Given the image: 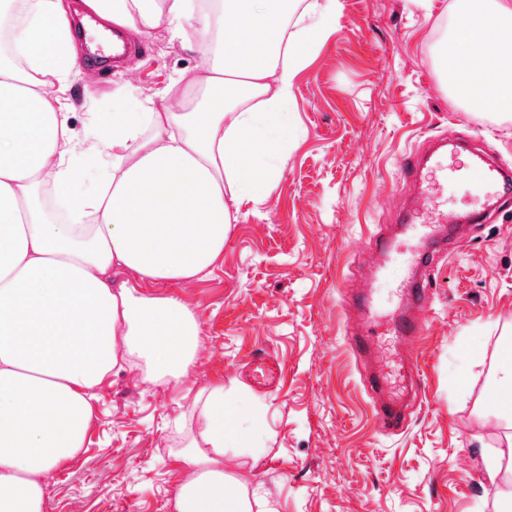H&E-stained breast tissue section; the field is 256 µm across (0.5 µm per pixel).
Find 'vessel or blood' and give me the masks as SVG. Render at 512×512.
Segmentation results:
<instances>
[{"mask_svg": "<svg viewBox=\"0 0 512 512\" xmlns=\"http://www.w3.org/2000/svg\"><path fill=\"white\" fill-rule=\"evenodd\" d=\"M126 41L121 32H113L111 40H98L92 55L85 63L96 66L107 55H122ZM401 175L411 180L429 201L424 212L409 211L402 215L405 235H376L373 245L391 257L402 259L410 266L405 281L393 286L399 304L388 310L379 299L355 295L351 305L360 317V329L348 339L357 362L364 368L363 382L370 393L380 429L387 434L401 431L405 425V400L409 386L406 381L393 380L380 345L376 319L389 315L387 333L405 342L425 332V321L418 316L428 301L429 280L425 276L438 254L454 245L462 225L477 226L486 223L492 213L505 201L512 199V169L487 160L482 154L466 148L453 139L441 140L428 154L408 156L400 168ZM464 186L469 203L457 211L448 205V188ZM253 375L258 383L270 385L280 374L278 362L267 354L252 358Z\"/></svg>", "mask_w": 512, "mask_h": 512, "instance_id": "vessel-or-blood-1", "label": "vessel or blood"}]
</instances>
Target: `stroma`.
<instances>
[{
  "label": "stroma",
  "mask_w": 512,
  "mask_h": 512,
  "mask_svg": "<svg viewBox=\"0 0 512 512\" xmlns=\"http://www.w3.org/2000/svg\"><path fill=\"white\" fill-rule=\"evenodd\" d=\"M451 2L433 0L425 13L407 0H338L335 25L296 75L288 161L265 202L243 200L203 279L145 286L194 308L203 357L177 386L114 368L81 452L50 481L46 512H172V451L193 427L194 395L215 384L238 408L241 441L228 463L278 512H494L496 490L512 484L490 481L483 458L512 426L484 396L512 334V202L433 266L426 334L396 358L417 363L425 389L401 434L379 429L346 343L356 321L342 308L383 264L375 234L399 232L404 206H427L400 180L402 156L435 136L470 135L512 165V119L479 103L461 110L441 85ZM132 39L137 51L120 67L73 75L75 136L90 115L125 111L128 86L156 98L206 61L200 34L186 44L160 27ZM260 350L281 366L274 387L250 376Z\"/></svg>",
  "instance_id": "obj_1"
}]
</instances>
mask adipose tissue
<instances>
[{
    "label": "adipose tissue",
    "mask_w": 512,
    "mask_h": 512,
    "mask_svg": "<svg viewBox=\"0 0 512 512\" xmlns=\"http://www.w3.org/2000/svg\"><path fill=\"white\" fill-rule=\"evenodd\" d=\"M0 22L26 65L0 61V512H45L49 476L72 460L93 419L91 391L119 363L177 384L202 353L196 313L147 282L205 277L224 252L241 197L264 202L285 164L294 79L336 22L337 0H82L108 25L147 35L166 28L223 32L224 41L175 102L134 96L111 123L91 118L75 137L63 100L79 67L75 11L32 0ZM439 46L448 91L461 106L512 112V0H453ZM112 153L89 195L74 194L84 161ZM53 185L68 221L49 222L38 194ZM128 275L113 288L112 269ZM196 436L175 449L184 468L175 512H277L224 462L238 441L224 388L200 392Z\"/></svg>",
    "instance_id": "adipose-tissue-1"
}]
</instances>
